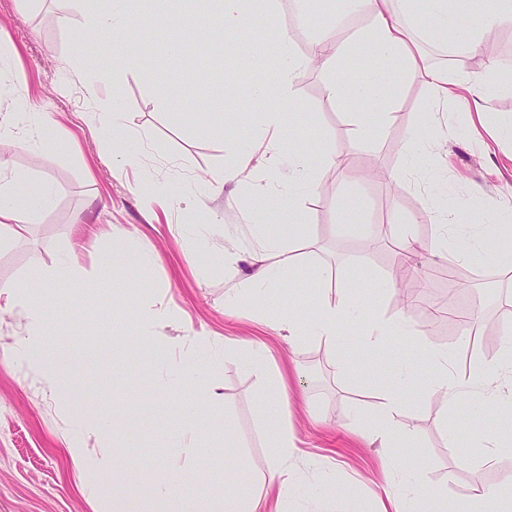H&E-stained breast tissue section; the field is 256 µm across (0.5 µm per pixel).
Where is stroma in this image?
<instances>
[{"label": "stroma", "instance_id": "stroma-1", "mask_svg": "<svg viewBox=\"0 0 512 512\" xmlns=\"http://www.w3.org/2000/svg\"><path fill=\"white\" fill-rule=\"evenodd\" d=\"M298 8L299 0H279L275 22L250 34L251 50L275 57L277 32L284 27L295 52L305 55L311 27ZM81 27L72 0H0V41L17 49V69L26 76L17 93L51 113L57 133L79 145L67 155L49 137L37 139L29 152L0 143L13 168L34 170L55 191L50 210L24 214L30 224L26 238L0 247V287L21 283L32 256L50 267L65 248L85 281L80 289L62 282L35 291L51 309L46 340L71 358L58 386L19 370L10 347L24 336V323L0 316V512H113V501L130 486L138 512H165L156 493L174 470L198 512H221L225 495L260 493L276 462L266 420L273 403L302 450L288 463L294 486L283 512H318L320 489L351 499L358 512H379L391 495L410 512H427L426 500L402 481L408 466L416 484L443 488L453 512H463L471 487L511 482L512 431L506 423L512 418V381L490 375L478 399L465 397L450 407L431 382L429 355L451 354L466 374L495 362L512 334V270L476 257L463 263L462 279L448 281L450 260L439 244L443 230L432 221L434 211L467 208L478 195L491 206H512V141L498 135L512 116V92L488 100L485 129L467 140L459 133L461 114L434 104L417 79L402 90L385 136L357 142L352 114L326 96L318 69L305 68L294 76L292 97L271 103L285 119L273 175L264 127L240 111L256 78L234 70L237 35L195 41L194 53L175 63V91L198 106L183 112L168 103L173 90L167 72L174 62L156 49V27L141 23L132 24L124 39L151 48V73L116 72L115 87H101L97 101L86 100L85 77L107 67L120 47L101 37L87 40ZM422 49L431 63L448 61L473 83H481L493 64L500 81L512 85V22L502 24L475 55H453L431 41ZM114 102L124 120L113 129L101 124L100 113ZM297 112L315 137L295 160L286 146L296 138L291 118ZM416 127L422 135L413 142L409 133ZM229 139L255 155L236 178L215 188L208 177L236 170L225 149ZM130 149L139 153L138 167L120 161ZM323 152L344 156L346 168L319 162ZM302 160L325 187L305 198L310 238L285 245L281 259L290 271L257 302L244 288L256 232L262 227L284 237L288 228L255 191L275 176L280 197H287L288 175ZM352 196L361 204L360 235L349 233L342 219ZM393 210L400 223H389ZM120 231L126 248L148 252L152 263L144 270L126 266L117 278L111 251L112 236ZM407 238L417 239L422 260V291L411 305L402 299L404 279L393 266L395 243ZM228 247L238 253V264L225 263ZM378 280L393 284L394 293L373 295ZM315 284L320 299L353 294L372 315L403 318L413 335L386 336L373 345L364 322L350 318L337 325L339 343L289 339L280 318L293 311L312 321L316 300L306 290ZM236 290L242 293L239 304L226 308L225 295ZM444 298L448 312L470 313L477 322L481 335L473 346H464L458 326L423 328L427 310ZM158 310L164 316L151 330L173 348L162 364L127 343L142 315ZM205 348L215 359L207 381L223 402L203 411L192 396L197 379L180 372L179 363ZM255 356L270 367L267 381L257 380L247 366ZM401 359L414 363L403 386L391 370ZM394 388L404 401L407 432L385 462L362 432L377 420L378 396ZM74 408L109 420L111 432L79 431L68 416ZM192 424L215 445L205 471L174 441ZM451 428L456 438L448 437ZM71 444L84 449V469L74 467ZM462 454L469 456L468 466H458ZM102 458L111 465L107 479L97 468ZM231 471L238 481L228 488L224 481Z\"/></svg>", "mask_w": 512, "mask_h": 512}]
</instances>
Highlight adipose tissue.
<instances>
[{"label":"adipose tissue","instance_id":"ef3b65f1","mask_svg":"<svg viewBox=\"0 0 512 512\" xmlns=\"http://www.w3.org/2000/svg\"><path fill=\"white\" fill-rule=\"evenodd\" d=\"M85 5L84 24L104 36L115 38L128 28L135 14L137 0H76ZM346 11H359L369 21L368 28L353 30L346 38H337V30L329 21H321V36L314 42L307 58L297 57L287 32H280L278 65L280 93L292 95V80L296 71L304 68L306 61L321 60V73L325 78V92L329 99L342 106L356 108L358 113L390 114L397 93L414 78L422 79L430 88L436 102L452 104L457 111L468 114L467 134H474L472 113H483L488 95L499 90L495 76H488L482 86L471 83L465 73L448 71L444 67L430 66L421 53L419 40H450L455 52H476L483 39L501 24L512 21V0H496L494 11L486 14L479 23L469 18V0H344ZM277 0H206L201 10L205 16H220L221 33L246 34L256 22L273 21ZM335 41L336 53L323 56V44ZM366 60L367 66L360 77L349 71L352 59ZM30 184L25 197H18V185ZM53 192L47 182L35 179L31 172L10 167L0 158V244L20 239L29 231L21 224L20 211L38 212L51 207ZM435 223L454 228L455 235L450 252L455 260L463 261L473 256L493 257L503 267H512V208L500 209L496 220L486 218L484 207L473 205L467 220H460L456 209H448L434 218ZM279 238H263L253 254L254 272L249 280L255 299H263L268 287L277 285L284 267L279 261L283 252ZM26 281L30 291L10 290L0 303V312L22 317L27 323L26 336L12 346L14 358L21 364L40 372L48 381L58 380L65 372L68 360L55 346L45 340L42 327L48 314L47 307L35 304L32 291L61 281L82 287L84 281L76 267L71 251H64L54 266L46 268L33 263ZM353 315L365 321V334L376 339L391 334L404 335L408 329L403 320L390 322L369 316L367 310L341 300L325 302L310 335L330 343L338 342L336 329L340 320ZM433 380L446 397L448 404L457 403L467 388L483 385L490 371L512 374V341L508 342L502 359L494 369L478 368L468 378L455 377L447 356L432 357ZM267 420L274 425L272 446L278 455L277 465L270 471V487L285 491L288 460L297 452L288 426L283 423L276 408H269Z\"/></svg>","mask_w":512,"mask_h":512}]
</instances>
